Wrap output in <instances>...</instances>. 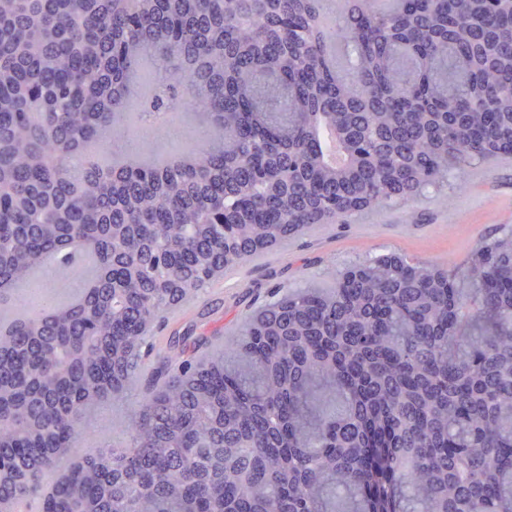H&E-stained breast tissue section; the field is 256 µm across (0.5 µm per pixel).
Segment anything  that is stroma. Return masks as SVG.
<instances>
[{"instance_id": "obj_1", "label": "stroma", "mask_w": 512, "mask_h": 512, "mask_svg": "<svg viewBox=\"0 0 512 512\" xmlns=\"http://www.w3.org/2000/svg\"><path fill=\"white\" fill-rule=\"evenodd\" d=\"M173 122L175 131L152 137L104 138L94 155L109 164L135 152L162 162L210 134L209 126L192 110L177 114ZM472 171L463 185L442 193L426 191L381 216L364 212L342 226L317 227L253 259L236 270L234 280L225 282L222 291L205 292L185 306L180 318L166 323L163 336L190 330L232 347L244 316L264 303L269 288L305 282L328 285L348 264L390 251L451 270L462 266L476 242L501 225L512 226V158L492 157ZM141 397L136 391L101 404L87 414L88 430L105 446H124L128 437L120 423L137 409Z\"/></svg>"}]
</instances>
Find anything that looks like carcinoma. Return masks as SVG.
<instances>
[{
  "label": "carcinoma",
  "mask_w": 512,
  "mask_h": 512,
  "mask_svg": "<svg viewBox=\"0 0 512 512\" xmlns=\"http://www.w3.org/2000/svg\"><path fill=\"white\" fill-rule=\"evenodd\" d=\"M0 0V305L90 250L75 302L0 325V498L39 512H512V229L453 272L393 254L246 316L228 353L173 308L324 223L512 156L505 0ZM343 43L340 76L326 53ZM215 130L179 165L85 159L131 104ZM152 386L128 443L84 415ZM68 459L52 490L42 478Z\"/></svg>",
  "instance_id": "1"
}]
</instances>
